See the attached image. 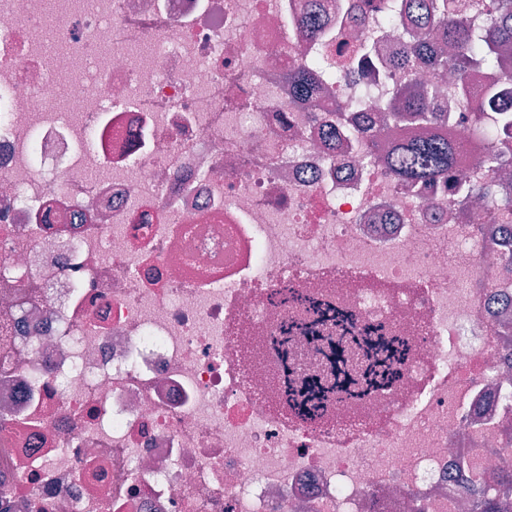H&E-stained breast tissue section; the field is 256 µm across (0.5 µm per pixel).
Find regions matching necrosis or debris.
<instances>
[{"mask_svg":"<svg viewBox=\"0 0 512 512\" xmlns=\"http://www.w3.org/2000/svg\"><path fill=\"white\" fill-rule=\"evenodd\" d=\"M338 2L0 0V512H467L512 465V208L326 151L391 91L289 93ZM288 282L411 338L400 385L282 409Z\"/></svg>","mask_w":512,"mask_h":512,"instance_id":"4bbe7bcc","label":"necrosis or debris"}]
</instances>
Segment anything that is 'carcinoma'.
Masks as SVG:
<instances>
[{
	"label": "carcinoma",
	"instance_id": "obj_1",
	"mask_svg": "<svg viewBox=\"0 0 512 512\" xmlns=\"http://www.w3.org/2000/svg\"><path fill=\"white\" fill-rule=\"evenodd\" d=\"M381 8L412 15V39L384 51L376 32L350 57L337 58L332 43L320 37L316 63L297 66L288 81L307 99L324 86L339 92L342 72L357 64H372L384 77L397 75L399 87L383 119L405 126L410 135L387 150L395 175L408 183L446 177L455 191L496 202L494 180H467V146L450 137L448 114L467 115L478 136L489 124L512 138V103H505L512 95V0H383ZM436 41L449 48L433 62L453 73L455 94L448 101L417 78L416 54ZM268 302L285 313L267 343L278 362L280 398L293 418L320 422L334 405L356 404L399 385L413 351L408 337L293 283L273 290ZM506 486L512 487V469L496 470L473 500L472 512H498L499 491Z\"/></svg>",
	"mask_w": 512,
	"mask_h": 512
}]
</instances>
